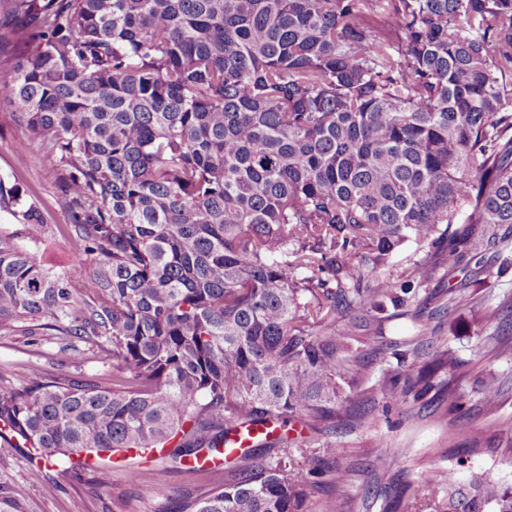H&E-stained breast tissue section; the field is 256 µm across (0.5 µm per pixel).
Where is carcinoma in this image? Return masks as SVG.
I'll use <instances>...</instances> for the list:
<instances>
[{
  "mask_svg": "<svg viewBox=\"0 0 512 512\" xmlns=\"http://www.w3.org/2000/svg\"><path fill=\"white\" fill-rule=\"evenodd\" d=\"M56 169L78 246L0 176V336L103 352L112 386L0 387V441L61 456L165 448L175 468L259 430L177 512H306L364 361L338 315L403 308L512 225V0H0V103ZM408 244L426 251L391 271ZM441 353L429 382L458 371ZM501 386L483 381L487 414ZM277 460H265L271 450ZM391 512H512L484 473L430 469ZM0 512H34L0 474Z\"/></svg>",
  "mask_w": 512,
  "mask_h": 512,
  "instance_id": "obj_1",
  "label": "carcinoma"
}]
</instances>
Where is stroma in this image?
Here are the masks:
<instances>
[{
	"label": "stroma",
	"instance_id": "obj_1",
	"mask_svg": "<svg viewBox=\"0 0 512 512\" xmlns=\"http://www.w3.org/2000/svg\"><path fill=\"white\" fill-rule=\"evenodd\" d=\"M9 105L0 104V175L22 187L45 223L55 225L47 262L67 265L76 243L67 233L68 216L55 186V171L38 145L21 150L28 135L10 117ZM470 281L472 302L449 306L448 292ZM489 307L500 317L481 321L478 311ZM427 327L430 342L420 347L416 336ZM360 335L377 337L376 345L360 346L364 379L357 383V408L366 418L357 427L337 422L334 430L313 434L310 447L291 451L294 459L317 455L323 443L338 450L336 466L347 473L343 483L324 474L308 499V512H387L399 490L415 489L432 467L453 470L465 477L479 472L512 487V271L500 273L494 254H486L474 271L436 268L433 277L417 288L409 314L394 315L361 327ZM448 351L462 365L460 375L438 372L431 390L418 387L420 373L436 355ZM495 372L503 394L496 415H486L480 380ZM81 375L104 384L112 381V363L92 356L73 366L50 336L0 337V386L33 379L35 373ZM392 372L412 382L400 401L383 397L380 383ZM455 385L462 398L459 413L448 411L442 391ZM27 491L36 512H176L179 501L204 492L210 475L175 469L161 461L138 458L110 464L109 481L76 476L70 464L45 466L32 462L24 448L0 447V471ZM56 492L47 497L45 484Z\"/></svg>",
	"mask_w": 512,
	"mask_h": 512
}]
</instances>
